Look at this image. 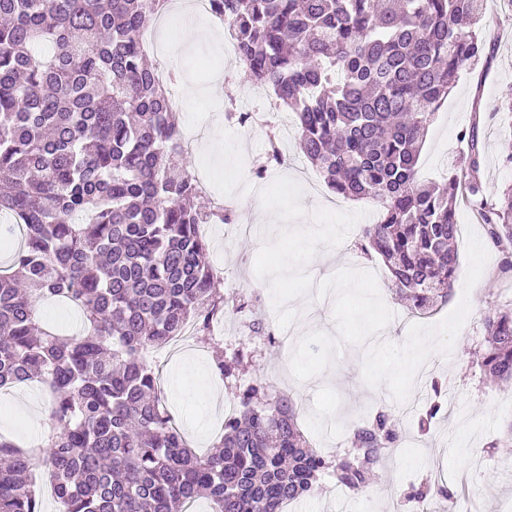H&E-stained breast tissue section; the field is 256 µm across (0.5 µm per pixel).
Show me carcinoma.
Listing matches in <instances>:
<instances>
[{"label":"carcinoma","instance_id":"cac0c4a2","mask_svg":"<svg viewBox=\"0 0 512 512\" xmlns=\"http://www.w3.org/2000/svg\"><path fill=\"white\" fill-rule=\"evenodd\" d=\"M169 0H0V388L30 381L48 396L51 431L36 448L0 436V512H42L35 471L59 512H282L328 476L352 492L374 483L400 435L386 411L351 428L327 457L301 430L292 399L261 380L236 389L219 443L190 448L162 405L149 353L192 323L232 317L212 288L182 126L147 62L142 29ZM230 24L238 71L294 117L296 154L335 194L371 199L362 251L378 254L412 314L448 301L459 267L455 201L467 193L495 246L512 245V185L489 199L477 126L441 186L418 180L421 142L459 71L485 55L479 0H210ZM52 51L38 57L37 44ZM286 161L269 137L260 178ZM63 300L82 331L40 324ZM484 376L512 381V308L484 315ZM239 350L215 355L225 378ZM446 497L436 480L414 494Z\"/></svg>","mask_w":512,"mask_h":512}]
</instances>
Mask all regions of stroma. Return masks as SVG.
Masks as SVG:
<instances>
[{
	"instance_id": "35a3bbf8",
	"label": "stroma",
	"mask_w": 512,
	"mask_h": 512,
	"mask_svg": "<svg viewBox=\"0 0 512 512\" xmlns=\"http://www.w3.org/2000/svg\"><path fill=\"white\" fill-rule=\"evenodd\" d=\"M482 24L491 35L494 52L471 69H464L447 101L429 125L420 154L421 179L436 183L459 165L468 148L463 129L477 125L481 181L486 195L512 183V166L505 156L512 152V122L498 113L497 105L512 97V8L505 0H481ZM212 24L208 16L177 13L172 41L165 53H150L158 69H178L181 83L206 88L224 70L220 42L206 36ZM182 127L201 130L203 136L189 150L192 171L208 184L201 199L205 207L236 197V223L243 235L225 237V227L213 224L207 239V261L214 285L227 297L243 298L261 312L266 326L285 344L269 345L266 336L237 323L215 324L212 340L195 344L192 351L172 354L160 350L152 358L155 370L164 372L165 402L190 444L208 450L217 440L216 411L179 402L180 394H194L217 383L212 367L215 351L240 347L249 363L239 378L248 385L261 378L289 395L298 421L313 447L327 453L343 447L350 425L369 419L377 410L391 409L400 422L402 443L390 456L378 484L351 495L332 483L284 512H448L446 500L434 498L425 507L407 501L410 488L426 474L442 471L460 512H512V447L496 442L505 424L512 421V389L481 380L475 351L484 342L483 317L490 306L512 303V270L502 271L504 253L489 248V259L470 296V313L458 332L449 356H432L417 374L409 399L397 402L386 385L367 386L362 378L365 347L344 345L322 373L304 381L290 371L292 351L313 331L337 337L333 319V295L317 297L321 278L315 263L320 251H332L339 269L373 272L383 302L392 318L381 340L401 345L416 323L433 325L458 305L468 268V232L485 231L468 201L456 204L459 268L447 302L419 319L391 292V274L382 259L367 258L355 247L365 225L379 217L376 204L351 201L332 194L320 173L304 158L293 155L292 139L283 149L290 153L287 165L270 168L272 187L264 198L275 217L267 223L250 218L254 203L249 194L253 167L262 165L268 148L267 130L254 126L242 132L235 124H213L208 102L197 95L177 99ZM444 385L442 412L428 433H420L418 419L429 405L432 381ZM40 432L49 429L48 401L39 383L0 391V436L21 444L38 442L28 434L30 423Z\"/></svg>"
}]
</instances>
